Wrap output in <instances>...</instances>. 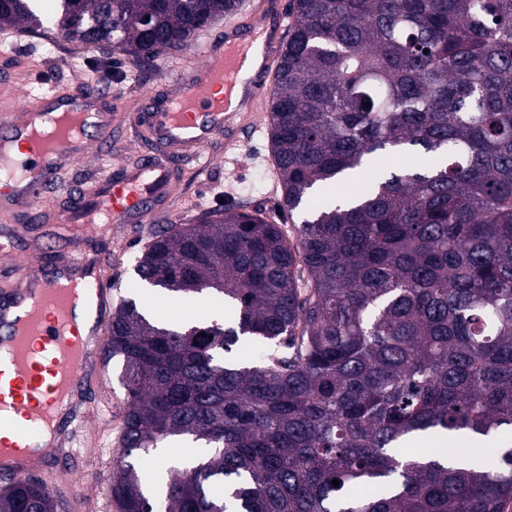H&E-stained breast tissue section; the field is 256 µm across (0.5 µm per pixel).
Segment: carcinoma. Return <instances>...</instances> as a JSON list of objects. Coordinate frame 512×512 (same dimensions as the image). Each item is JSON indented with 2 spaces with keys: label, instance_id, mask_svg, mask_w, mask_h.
I'll use <instances>...</instances> for the list:
<instances>
[{
  "label": "carcinoma",
  "instance_id": "1",
  "mask_svg": "<svg viewBox=\"0 0 512 512\" xmlns=\"http://www.w3.org/2000/svg\"><path fill=\"white\" fill-rule=\"evenodd\" d=\"M39 2L0 0V30L42 31ZM237 2L58 0L52 28L143 71ZM288 7L267 108L281 219L206 211L138 257L131 288L221 315L162 322L134 296L112 314L104 358L126 412L111 499L119 512H506L512 447L489 468L400 448L512 431V0ZM377 155L395 162L363 193L312 203ZM177 438L205 451L147 483L151 452ZM57 509L38 479L0 486V512Z\"/></svg>",
  "mask_w": 512,
  "mask_h": 512
}]
</instances>
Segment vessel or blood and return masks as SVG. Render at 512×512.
Wrapping results in <instances>:
<instances>
[{"mask_svg": "<svg viewBox=\"0 0 512 512\" xmlns=\"http://www.w3.org/2000/svg\"><path fill=\"white\" fill-rule=\"evenodd\" d=\"M249 48L234 22L226 24L222 39L202 43L200 62L177 72L167 93L153 99L142 116L148 137L163 146L164 155L145 152L137 167L106 181L94 196L69 191V206L56 212V222L152 223L154 205L173 195L183 161L217 139L234 135L235 115L227 110L228 96ZM281 54V35L268 32L262 64L245 89L247 102L264 104L270 73ZM22 112V119L12 123L1 139L19 142L25 129L43 126L48 117L39 105L24 106ZM86 154V149L62 141L50 151L31 147L24 158L0 160V202L27 219L39 220L37 206L62 166ZM63 269L90 270L101 314L98 335L86 336L78 324L74 311L83 290L58 278ZM102 279L99 260L71 252L58 257L51 271L38 263L25 266L18 286L0 291V367L12 374L8 388L0 387L1 479L38 475L51 459L76 471L96 469V456L78 451L79 435L72 424L99 410L98 403L82 398V387L90 384L97 392L105 390L102 333L109 325L112 292L102 287Z\"/></svg>", "mask_w": 512, "mask_h": 512, "instance_id": "obj_1", "label": "vessel or blood"}]
</instances>
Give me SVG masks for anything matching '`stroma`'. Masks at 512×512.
<instances>
[{
	"label": "stroma",
	"instance_id": "obj_1",
	"mask_svg": "<svg viewBox=\"0 0 512 512\" xmlns=\"http://www.w3.org/2000/svg\"><path fill=\"white\" fill-rule=\"evenodd\" d=\"M74 50V45L66 44L50 52L39 37L15 30L0 32V120L19 119L21 105L37 103L57 86L68 89L78 84L91 92L98 89L99 77L113 76L111 97L103 96L98 101L100 111L112 115L111 155L102 156L91 149L84 160L66 166L59 175L60 185L91 190L104 177L116 176L139 162L145 150V133L137 121L138 113L145 111L149 96L166 91L174 73L198 63L200 56L192 46L175 55L165 53L152 72L141 75L120 50L104 53L95 48L84 49L77 65L70 61ZM249 123V133L235 146L228 148L223 142H215L202 149L200 159L183 165L174 195L158 204L157 224L186 223L225 202L274 214L275 172L270 162L266 113L251 116ZM59 187L49 188L42 202L45 218L41 223L19 224L0 216V240L11 239L18 244L15 252H0V289L17 279L18 270L25 263L38 261L48 266L56 256L79 249L98 256L106 270L112 300L120 302L127 294L137 259L151 239V226L121 224L101 236L76 234L74 226L55 223L52 218L55 210L69 203ZM140 302L154 317L169 322L197 321L214 313L213 308L197 302H173L149 291L141 295ZM120 430V421L109 413L89 419L85 424L86 445L99 449L100 471L93 475L52 472L47 480L53 495L61 496L68 487L78 486L88 499L109 507L105 478L120 450Z\"/></svg>",
	"mask_w": 512,
	"mask_h": 512
}]
</instances>
